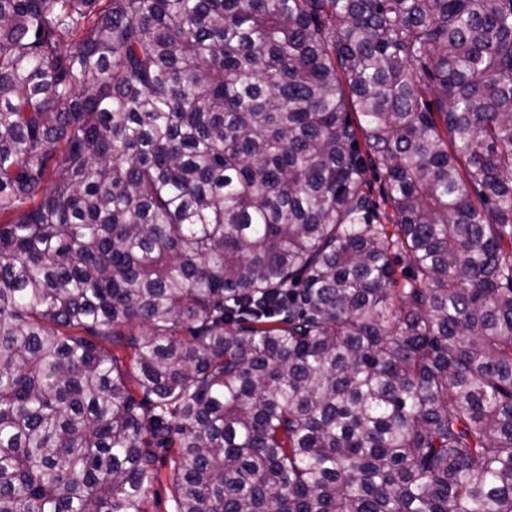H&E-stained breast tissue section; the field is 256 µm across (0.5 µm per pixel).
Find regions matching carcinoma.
Returning a JSON list of instances; mask_svg holds the SVG:
<instances>
[{"label": "carcinoma", "mask_w": 512, "mask_h": 512, "mask_svg": "<svg viewBox=\"0 0 512 512\" xmlns=\"http://www.w3.org/2000/svg\"><path fill=\"white\" fill-rule=\"evenodd\" d=\"M163 454L175 512H512V0H0V512Z\"/></svg>", "instance_id": "carcinoma-1"}]
</instances>
